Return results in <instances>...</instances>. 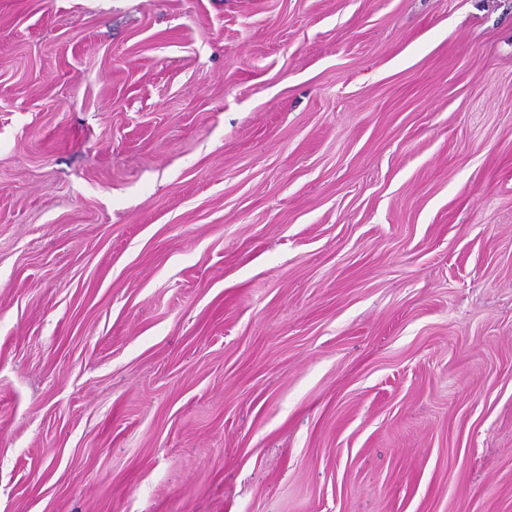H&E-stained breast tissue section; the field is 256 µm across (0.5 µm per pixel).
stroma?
Returning a JSON list of instances; mask_svg holds the SVG:
<instances>
[{"mask_svg": "<svg viewBox=\"0 0 512 512\" xmlns=\"http://www.w3.org/2000/svg\"><path fill=\"white\" fill-rule=\"evenodd\" d=\"M0 512H512V0H0Z\"/></svg>", "mask_w": 512, "mask_h": 512, "instance_id": "obj_1", "label": "stroma"}]
</instances>
